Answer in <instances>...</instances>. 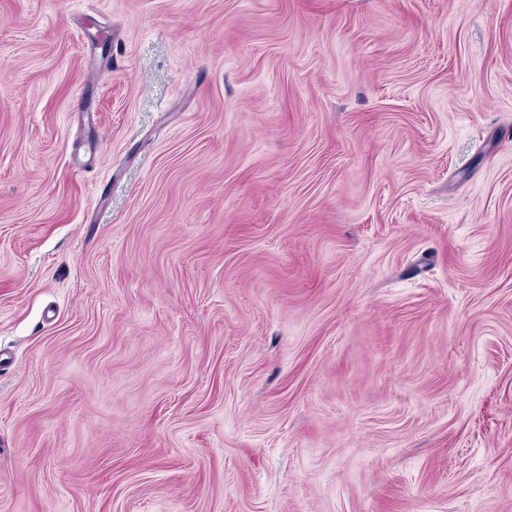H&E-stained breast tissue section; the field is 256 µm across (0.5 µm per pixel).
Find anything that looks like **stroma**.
Listing matches in <instances>:
<instances>
[{
    "label": "stroma",
    "mask_w": 512,
    "mask_h": 512,
    "mask_svg": "<svg viewBox=\"0 0 512 512\" xmlns=\"http://www.w3.org/2000/svg\"><path fill=\"white\" fill-rule=\"evenodd\" d=\"M0 512H512V0H0Z\"/></svg>",
    "instance_id": "1"
}]
</instances>
